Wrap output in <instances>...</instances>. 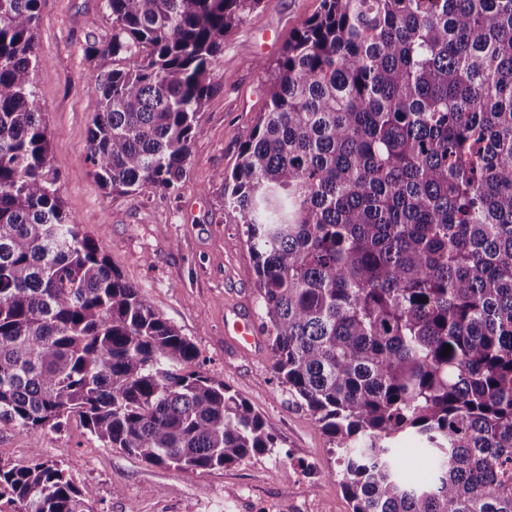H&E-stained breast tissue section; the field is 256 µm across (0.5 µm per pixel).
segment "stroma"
Listing matches in <instances>:
<instances>
[{"label":"stroma","instance_id":"stroma-1","mask_svg":"<svg viewBox=\"0 0 512 512\" xmlns=\"http://www.w3.org/2000/svg\"><path fill=\"white\" fill-rule=\"evenodd\" d=\"M321 0H262L227 38L215 67L216 91L199 114L180 189L146 186L105 193L95 182L85 143L98 99L90 75L106 76L108 58L88 57L112 35L105 0H39L33 72L58 182L67 211L154 309L193 341L200 369L224 380L262 416L275 438L272 451L207 471L155 466L104 447L79 417L37 435L0 425V466H23L33 448L79 487L94 491V512H350L336 476L329 437L278 386L267 336L239 348L224 334L231 311L262 324L254 258L244 228L224 209L217 179L238 161L243 142L269 101L266 70L288 38L320 9Z\"/></svg>","mask_w":512,"mask_h":512}]
</instances>
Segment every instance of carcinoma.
<instances>
[{
	"instance_id": "cac0c4a2",
	"label": "carcinoma",
	"mask_w": 512,
	"mask_h": 512,
	"mask_svg": "<svg viewBox=\"0 0 512 512\" xmlns=\"http://www.w3.org/2000/svg\"><path fill=\"white\" fill-rule=\"evenodd\" d=\"M39 0H0V423L79 416L186 471L275 447L65 210L33 85ZM122 63L86 151L107 193H175L224 42L261 0H105ZM217 178L245 227L278 383L335 443L352 512H512V0H322ZM451 346L442 355L445 346ZM433 476L408 483L393 444ZM12 512H93L32 448ZM411 437L401 439L397 443L399 454L406 462L403 476L414 483L425 482L429 478V463L426 457L418 451Z\"/></svg>"
}]
</instances>
